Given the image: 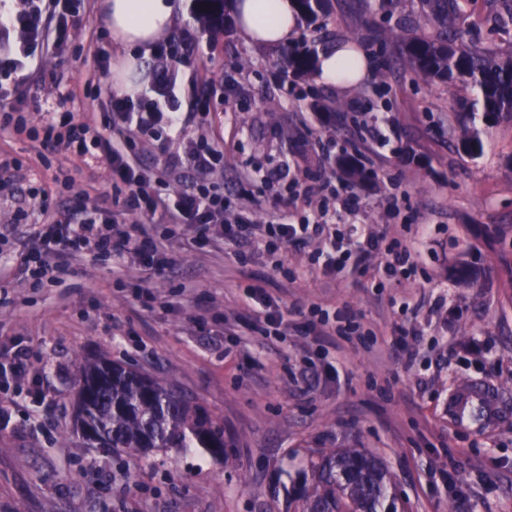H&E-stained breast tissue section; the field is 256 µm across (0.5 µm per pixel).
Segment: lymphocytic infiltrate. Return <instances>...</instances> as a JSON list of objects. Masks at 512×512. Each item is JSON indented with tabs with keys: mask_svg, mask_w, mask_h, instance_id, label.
I'll use <instances>...</instances> for the list:
<instances>
[{
	"mask_svg": "<svg viewBox=\"0 0 512 512\" xmlns=\"http://www.w3.org/2000/svg\"><path fill=\"white\" fill-rule=\"evenodd\" d=\"M10 12L0 13V37L9 40L8 48H0V76L12 77V86L0 85V101L14 95L15 89L28 82L26 69L35 59L38 49L49 40L63 42L76 27V20L55 14L54 26H47L45 14L60 0H16ZM179 115L164 111L161 104L151 98H135L113 94L104 124L107 135H96L92 140L90 156L95 161L106 162L113 181L127 189L125 204L133 210H145L147 215H160L172 224H186L193 228L197 238H209L213 226H220L225 241L237 248H251L262 257H271L289 245L309 241L312 236H322V247L314 263L319 273L333 278L350 270L353 255L377 257L372 271L375 278L391 280L399 276L411 277L415 271L413 254L402 244L386 245L381 234L363 232L357 226L341 228V217L357 204L356 194L349 184L332 187L321 177L308 175L295 181L293 196L307 201L320 197L321 206L316 218L300 219L276 224H257L249 217L247 207H239L233 222H225L224 212L228 202L222 194L213 192L207 180L215 170L219 151L206 150L192 161V179L176 196L167 199L151 195L149 179L141 173L132 155L135 140L143 134L155 132L159 127H176ZM59 215L55 223L44 225L37 238L42 243L55 246V263L51 269L65 271L75 253L85 251L105 256L119 262L131 253L146 262H153L155 254L163 247L146 224H115L103 221L99 211L74 210L56 207ZM30 264L31 275L45 274L49 267L40 265L39 251L24 255Z\"/></svg>",
	"mask_w": 512,
	"mask_h": 512,
	"instance_id": "f902f5d3",
	"label": "lymphocytic infiltrate"
}]
</instances>
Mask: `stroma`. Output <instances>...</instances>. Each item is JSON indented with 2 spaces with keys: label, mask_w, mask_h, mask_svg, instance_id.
<instances>
[{
  "label": "stroma",
  "mask_w": 512,
  "mask_h": 512,
  "mask_svg": "<svg viewBox=\"0 0 512 512\" xmlns=\"http://www.w3.org/2000/svg\"><path fill=\"white\" fill-rule=\"evenodd\" d=\"M69 3L83 28L33 61L30 79L54 111L99 128L114 83L100 67L113 51L106 0ZM196 11L189 6L171 29L188 45L177 60L158 48L139 59L142 91L168 96L180 114L176 128L135 148L158 190L176 195L193 157L217 148L224 156L213 186L251 207L257 223L278 220L289 174L319 171L339 183L321 146L351 136L325 112L341 101L361 126L387 135L386 148L357 145L406 195L389 213L387 184L373 180L358 187L359 209L343 220L407 239L416 273L381 288L369 274L375 259L365 257V276L327 279L312 269L315 239L282 251L276 269L262 257L240 260L220 241H194L183 225L159 256L163 275H149L134 255L118 275L111 259L80 256L69 275L35 281L20 264L34 243L31 193L89 208L111 195L112 174L78 146L54 153L1 128L0 163L11 166L15 196L0 204V357L26 350L34 363L21 377L0 375V512H285L298 471L334 448L377 456L400 512H512V122L487 132L479 158L467 157L457 143L460 88L417 81L383 51L377 33L387 21L368 0H335L328 26L372 68L344 91L284 75L279 48L236 32L212 41ZM492 11L491 0H471L458 23L510 50ZM464 260L482 270L477 286L452 275ZM251 282L275 309L349 307L368 344L314 335L299 316L286 317L284 338L260 335L244 290ZM398 326L412 331L402 347L391 340ZM101 360L197 402L224 429L223 455L172 448L119 459L88 447L75 431L78 366ZM469 384L497 393L493 426L475 429L451 412Z\"/></svg>",
  "instance_id": "35a3bbf8"
}]
</instances>
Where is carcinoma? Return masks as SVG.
Here are the masks:
<instances>
[{"instance_id": "carcinoma-1", "label": "carcinoma", "mask_w": 512, "mask_h": 512, "mask_svg": "<svg viewBox=\"0 0 512 512\" xmlns=\"http://www.w3.org/2000/svg\"><path fill=\"white\" fill-rule=\"evenodd\" d=\"M306 29L320 33L315 42L285 47L280 66L285 75L310 78L318 71V46L331 0H292ZM465 0H419L417 12L403 15L402 0H374L373 10L396 23L379 32L396 55L405 58L428 85L460 83L476 91V99L459 102L464 134L462 151L477 157L483 136L503 122H512V51L496 53L482 46L468 28L455 23ZM232 0H197L205 31L213 38L231 21ZM495 18L512 28V0H495ZM338 167L354 182L370 172L354 153L337 158ZM78 389L90 397L78 404L80 420L93 429L88 444L129 456L169 448H205L224 455V430L174 386L148 378L112 362L82 366ZM312 485L287 499L286 512H397L389 494L391 480L381 462L357 450H330L309 461Z\"/></svg>"}]
</instances>
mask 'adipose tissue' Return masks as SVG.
I'll return each mask as SVG.
<instances>
[{
    "label": "adipose tissue",
    "mask_w": 512,
    "mask_h": 512,
    "mask_svg": "<svg viewBox=\"0 0 512 512\" xmlns=\"http://www.w3.org/2000/svg\"><path fill=\"white\" fill-rule=\"evenodd\" d=\"M183 9V0H108L105 23L120 56V64L114 70L117 91L128 93L137 86L140 53L150 50ZM233 13L238 32L251 44L279 46L297 35L292 0H235ZM346 59L343 48L320 56L322 78L342 90L361 82L369 71L363 59L355 70H347Z\"/></svg>",
    "instance_id": "ef3b65f1"
}]
</instances>
